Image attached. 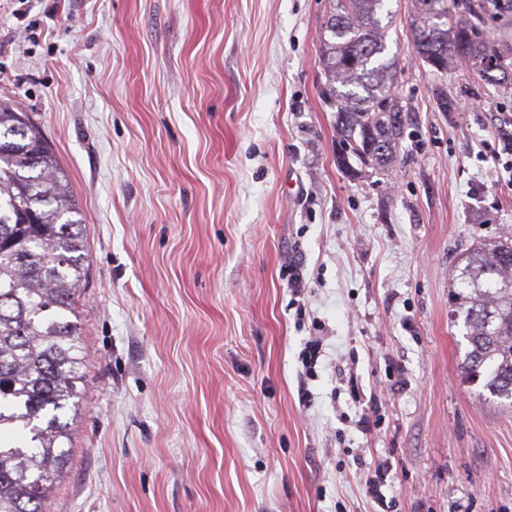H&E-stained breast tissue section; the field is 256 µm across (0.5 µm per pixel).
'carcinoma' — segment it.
<instances>
[{
  "label": "carcinoma",
  "mask_w": 512,
  "mask_h": 512,
  "mask_svg": "<svg viewBox=\"0 0 512 512\" xmlns=\"http://www.w3.org/2000/svg\"><path fill=\"white\" fill-rule=\"evenodd\" d=\"M321 33L322 95L336 108L342 150L387 164L404 134L385 58L384 0H329ZM446 11L445 19L436 17ZM494 27L503 37L484 38ZM417 58L438 72L456 57L479 77L512 85V0H417ZM85 224L68 174L30 113L0 100V512H43L72 452L84 382L77 297L86 279ZM451 316L469 350L463 377L512 405V239L459 256ZM23 445L3 441L17 428Z\"/></svg>",
  "instance_id": "1"
}]
</instances>
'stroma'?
Here are the masks:
<instances>
[{
	"label": "stroma",
	"instance_id": "1",
	"mask_svg": "<svg viewBox=\"0 0 512 512\" xmlns=\"http://www.w3.org/2000/svg\"><path fill=\"white\" fill-rule=\"evenodd\" d=\"M385 7L405 135L346 168L329 0H0V98L53 146L89 249L45 512H382L380 463L389 512H512V405L462 380L449 307L457 256L512 236V86L434 72L414 0ZM320 348L318 341L309 340L303 349L301 363L304 370L302 375H305V378L301 377V389L304 391V394L309 393L308 388H306L307 383L305 380L314 376V367L320 354Z\"/></svg>",
	"mask_w": 512,
	"mask_h": 512
}]
</instances>
